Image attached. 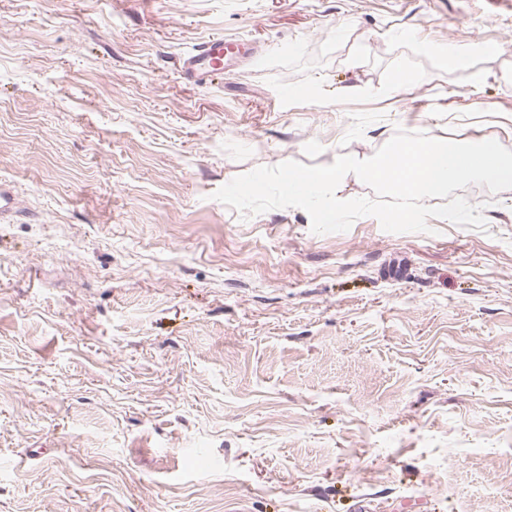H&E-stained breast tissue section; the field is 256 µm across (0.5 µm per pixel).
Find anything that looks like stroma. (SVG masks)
I'll return each instance as SVG.
<instances>
[{
  "mask_svg": "<svg viewBox=\"0 0 512 512\" xmlns=\"http://www.w3.org/2000/svg\"><path fill=\"white\" fill-rule=\"evenodd\" d=\"M400 128L512 150V0H0V512H512V189L428 234L212 198ZM238 40L224 38H208L198 44L195 52L182 60L181 72L191 81H202L217 62L224 58V52L233 53L232 43Z\"/></svg>",
  "mask_w": 512,
  "mask_h": 512,
  "instance_id": "stroma-1",
  "label": "stroma"
}]
</instances>
